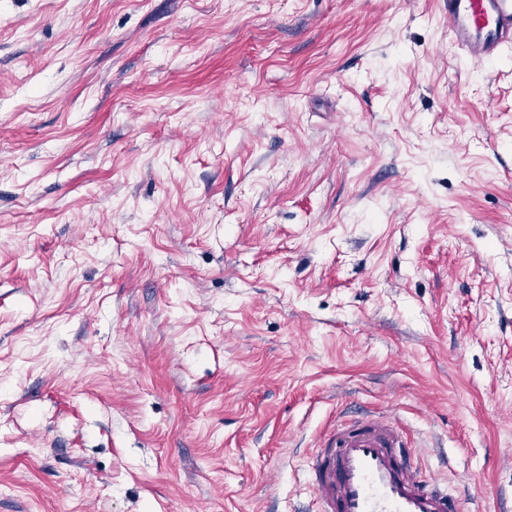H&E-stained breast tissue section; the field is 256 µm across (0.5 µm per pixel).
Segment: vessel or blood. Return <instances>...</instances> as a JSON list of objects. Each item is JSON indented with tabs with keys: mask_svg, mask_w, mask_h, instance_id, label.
Returning a JSON list of instances; mask_svg holds the SVG:
<instances>
[{
	"mask_svg": "<svg viewBox=\"0 0 512 512\" xmlns=\"http://www.w3.org/2000/svg\"><path fill=\"white\" fill-rule=\"evenodd\" d=\"M448 37L459 59L496 64L512 47V0H446ZM314 512H460L459 498L421 473L417 451L395 419L337 421L307 462Z\"/></svg>",
	"mask_w": 512,
	"mask_h": 512,
	"instance_id": "vessel-or-blood-1",
	"label": "vessel or blood"
}]
</instances>
